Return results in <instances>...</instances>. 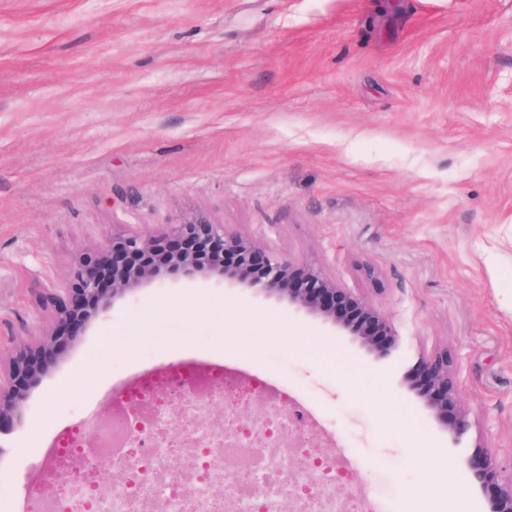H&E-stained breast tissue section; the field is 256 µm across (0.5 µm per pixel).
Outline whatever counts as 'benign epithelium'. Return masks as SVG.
Returning <instances> with one entry per match:
<instances>
[{
  "label": "benign epithelium",
  "instance_id": "7a95c632",
  "mask_svg": "<svg viewBox=\"0 0 512 512\" xmlns=\"http://www.w3.org/2000/svg\"><path fill=\"white\" fill-rule=\"evenodd\" d=\"M235 262H226L228 254ZM204 275L251 288L286 300L347 332L365 349L385 359L399 346L393 324L368 301L342 288L312 264L300 265L289 256L274 255L260 243L226 231L205 210H195L169 231L123 235L100 252L95 260L75 262L67 299L56 308V325L40 341L37 352L17 343L8 367L0 369V427L21 421L28 392L57 360L70 339L71 315L81 308L90 322L106 312L111 303L153 283L165 273ZM426 382L423 397L436 418L456 437L466 433L468 421L448 369V356L421 361ZM473 481L490 491L487 512H512V478L504 482L494 458L477 450L465 459Z\"/></svg>",
  "mask_w": 512,
  "mask_h": 512
}]
</instances>
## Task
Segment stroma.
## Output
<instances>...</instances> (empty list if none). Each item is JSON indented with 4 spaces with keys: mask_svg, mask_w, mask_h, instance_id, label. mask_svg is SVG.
Returning a JSON list of instances; mask_svg holds the SVG:
<instances>
[{
    "mask_svg": "<svg viewBox=\"0 0 512 512\" xmlns=\"http://www.w3.org/2000/svg\"><path fill=\"white\" fill-rule=\"evenodd\" d=\"M392 4L0 0V350L53 329L39 291L68 287L79 256L197 209L320 266L400 336L382 360L277 298L162 277L77 325L0 430V512L144 353L288 380L324 418L310 443L348 442L339 499L365 486L392 512H441L459 486L480 512L459 466L479 447L512 476V0ZM439 350L471 422L459 439L417 392Z\"/></svg>",
    "mask_w": 512,
    "mask_h": 512,
    "instance_id": "1",
    "label": "stroma"
}]
</instances>
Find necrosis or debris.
Returning a JSON list of instances; mask_svg holds the SVG:
<instances>
[{
	"mask_svg": "<svg viewBox=\"0 0 512 512\" xmlns=\"http://www.w3.org/2000/svg\"><path fill=\"white\" fill-rule=\"evenodd\" d=\"M194 387L176 419L177 438L164 436L167 402ZM267 398L261 418L243 411L251 395ZM299 393L229 369L220 361L186 358L153 365L123 383L118 404L90 422L96 447H87L82 426L60 434L46 449L40 474L61 470L69 512H151L161 502L167 512H347L336 484L351 471L347 458L325 460L310 445L316 413L302 408ZM224 408V424L210 428L211 412ZM190 454L191 470L172 474L169 459ZM122 474L111 487L88 480L91 467ZM238 482L227 483V474Z\"/></svg>",
	"mask_w": 512,
	"mask_h": 512,
	"instance_id": "1",
	"label": "necrosis or debris"
}]
</instances>
